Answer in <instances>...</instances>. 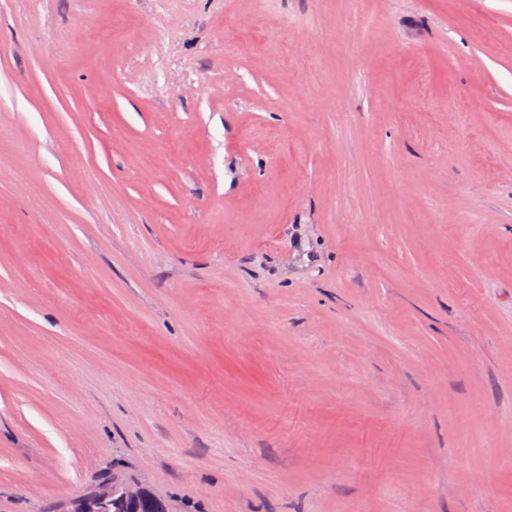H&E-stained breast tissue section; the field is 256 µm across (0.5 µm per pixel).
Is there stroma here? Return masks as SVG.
Instances as JSON below:
<instances>
[{
  "label": "stroma",
  "mask_w": 512,
  "mask_h": 512,
  "mask_svg": "<svg viewBox=\"0 0 512 512\" xmlns=\"http://www.w3.org/2000/svg\"><path fill=\"white\" fill-rule=\"evenodd\" d=\"M116 465L512 512V0H0V512Z\"/></svg>",
  "instance_id": "obj_1"
}]
</instances>
